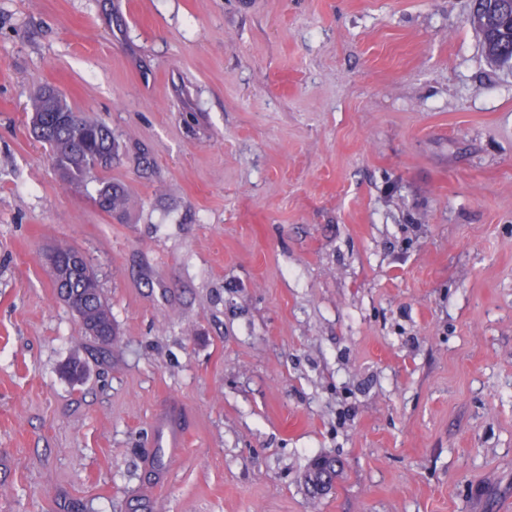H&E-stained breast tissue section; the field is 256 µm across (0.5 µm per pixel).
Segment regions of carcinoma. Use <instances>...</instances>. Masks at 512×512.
I'll use <instances>...</instances> for the list:
<instances>
[{
    "label": "carcinoma",
    "instance_id": "obj_1",
    "mask_svg": "<svg viewBox=\"0 0 512 512\" xmlns=\"http://www.w3.org/2000/svg\"><path fill=\"white\" fill-rule=\"evenodd\" d=\"M505 0H473L468 21L481 37L482 48L490 63L512 69V8L504 9ZM71 108L63 96H54L43 88L32 101V121L47 127L46 141L51 159L62 176L72 184H80L93 170L112 163L119 145L112 129L93 118L82 119L77 128L56 124V114ZM127 187L109 179L98 180L95 202L107 213L120 215L128 207ZM57 278L68 289L69 306L76 309L85 329L94 328L105 333L115 330L112 309L102 296L99 280L87 261L79 260V267L71 270L59 267ZM339 467L336 458L319 456L309 465L303 482L315 499L332 488Z\"/></svg>",
    "mask_w": 512,
    "mask_h": 512
}]
</instances>
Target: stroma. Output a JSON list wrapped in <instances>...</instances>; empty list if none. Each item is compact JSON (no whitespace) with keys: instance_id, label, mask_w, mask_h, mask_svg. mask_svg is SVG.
I'll use <instances>...</instances> for the list:
<instances>
[{"instance_id":"stroma-1","label":"stroma","mask_w":512,"mask_h":512,"mask_svg":"<svg viewBox=\"0 0 512 512\" xmlns=\"http://www.w3.org/2000/svg\"><path fill=\"white\" fill-rule=\"evenodd\" d=\"M469 12L0 0V512H512V72ZM47 84L119 143L79 187L29 132ZM128 201L129 192L123 183L104 178L98 180L95 202L102 211L120 215L126 211ZM79 266H75L74 272L67 266L58 268L57 278L65 282L61 287L68 288V299L65 301L74 311L76 307L75 312L87 332L90 328L102 333L114 332L112 309L102 296L96 274L84 258L79 259ZM158 425L160 433L154 446L156 448H166L169 455L173 457L179 455L185 442L180 424L170 417L160 419ZM320 461L323 464H320ZM336 458L331 456H319L309 465L303 475V482L314 499H320L333 486L339 466H336ZM321 486V487H320ZM327 489L325 490V487Z\"/></svg>"}]
</instances>
